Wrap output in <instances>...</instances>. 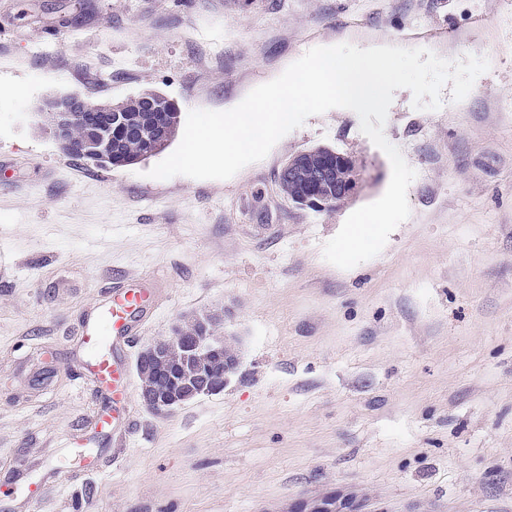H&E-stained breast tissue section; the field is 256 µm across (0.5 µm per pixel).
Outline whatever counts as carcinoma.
I'll return each mask as SVG.
<instances>
[{
    "mask_svg": "<svg viewBox=\"0 0 512 512\" xmlns=\"http://www.w3.org/2000/svg\"><path fill=\"white\" fill-rule=\"evenodd\" d=\"M130 107V122L122 129L112 130V165L116 167L147 158L155 147L169 145L179 131L165 99L160 96L149 101L133 100ZM330 152L331 149L324 147L313 154H298L289 159L278 177L281 192L298 203L306 189L314 184L319 194L336 199L348 173L333 167L326 176H321L318 170L321 158ZM171 335L175 336L173 342L138 356L142 401L158 413L170 404L186 403L184 397L190 387L199 383L207 384L212 394L223 391L224 372L236 356L235 345L229 340L222 341L221 323H204L198 314L180 318L173 325ZM199 336H216L220 341L203 357L185 359L184 343Z\"/></svg>",
    "mask_w": 512,
    "mask_h": 512,
    "instance_id": "1",
    "label": "carcinoma"
}]
</instances>
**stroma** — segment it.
Masks as SVG:
<instances>
[{"label":"stroma","instance_id":"stroma-1","mask_svg":"<svg viewBox=\"0 0 512 512\" xmlns=\"http://www.w3.org/2000/svg\"><path fill=\"white\" fill-rule=\"evenodd\" d=\"M487 58L436 111L396 90L384 125L415 172L409 218L342 270L323 244L380 198L391 164L334 108L227 180L150 178L66 157L52 95L145 90L181 114L235 107L315 46ZM315 147L365 166L334 210L277 175ZM0 504L15 512H289L352 495L362 512H512V0H0ZM160 306L136 349L223 310L237 375L166 414L139 385L123 446L81 343L114 283ZM42 485L39 501L12 477Z\"/></svg>","mask_w":512,"mask_h":512}]
</instances>
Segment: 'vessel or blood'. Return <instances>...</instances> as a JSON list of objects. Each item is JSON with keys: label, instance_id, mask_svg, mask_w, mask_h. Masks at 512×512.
Wrapping results in <instances>:
<instances>
[{"label": "vessel or blood", "instance_id": "obj_1", "mask_svg": "<svg viewBox=\"0 0 512 512\" xmlns=\"http://www.w3.org/2000/svg\"><path fill=\"white\" fill-rule=\"evenodd\" d=\"M158 288L141 279L117 283L106 309L104 324H92L84 332L85 347L92 352L90 370L112 391L115 404H127L129 380L121 351L140 335L158 307Z\"/></svg>", "mask_w": 512, "mask_h": 512}]
</instances>
